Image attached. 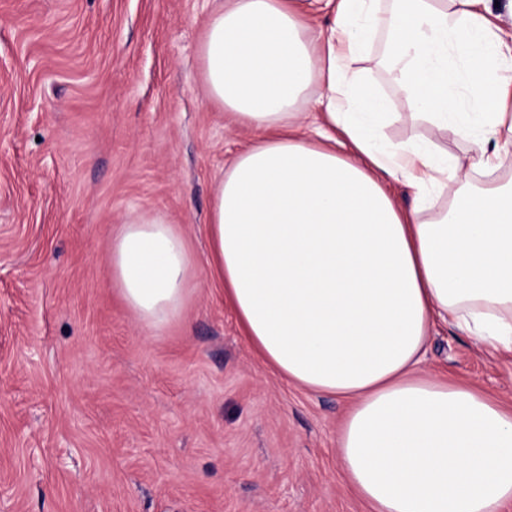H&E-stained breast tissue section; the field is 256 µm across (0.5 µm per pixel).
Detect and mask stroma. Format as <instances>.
<instances>
[{
  "label": "stroma",
  "mask_w": 512,
  "mask_h": 512,
  "mask_svg": "<svg viewBox=\"0 0 512 512\" xmlns=\"http://www.w3.org/2000/svg\"><path fill=\"white\" fill-rule=\"evenodd\" d=\"M210 0H0V512H367L336 439L344 403L290 384L199 269L150 334L112 287V231L180 225L197 259L224 165L255 137L204 98ZM358 64L432 141L378 61ZM423 371L512 408V352L438 325Z\"/></svg>",
  "instance_id": "1"
}]
</instances>
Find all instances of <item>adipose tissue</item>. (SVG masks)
Here are the masks:
<instances>
[{
    "label": "adipose tissue",
    "mask_w": 512,
    "mask_h": 512,
    "mask_svg": "<svg viewBox=\"0 0 512 512\" xmlns=\"http://www.w3.org/2000/svg\"><path fill=\"white\" fill-rule=\"evenodd\" d=\"M213 2L204 96L260 136L216 180L205 260L162 213L122 220L110 257L122 302L160 333L205 263L275 374L347 400L339 466L369 512H512V411L422 372L440 321L512 351V184L471 183L512 146V34L488 0H393L386 13L379 0ZM321 11L332 25L316 43ZM380 27L413 113L467 153L383 139L388 104L356 67ZM400 179L419 207L448 180L462 192L422 222L388 191Z\"/></svg>",
    "instance_id": "adipose-tissue-1"
}]
</instances>
